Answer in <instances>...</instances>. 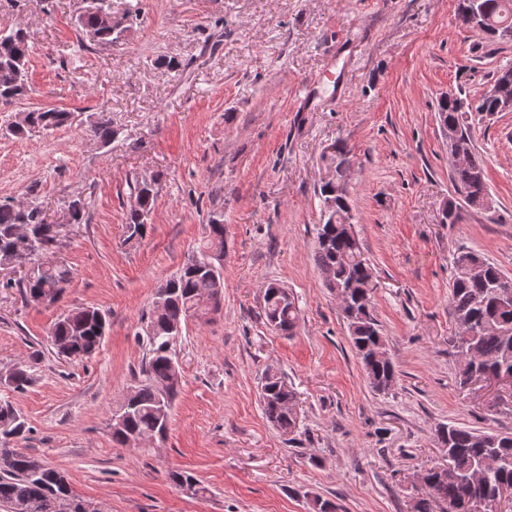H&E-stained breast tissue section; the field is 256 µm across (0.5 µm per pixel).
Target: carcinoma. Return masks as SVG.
Here are the masks:
<instances>
[{
  "instance_id": "carcinoma-1",
  "label": "carcinoma",
  "mask_w": 512,
  "mask_h": 512,
  "mask_svg": "<svg viewBox=\"0 0 512 512\" xmlns=\"http://www.w3.org/2000/svg\"><path fill=\"white\" fill-rule=\"evenodd\" d=\"M484 11L499 22L512 23V0H481ZM78 26L90 41L103 46L119 42L128 18L122 17L109 26L100 23L94 12L79 17ZM32 47L21 30L0 29V100L11 101L26 92L29 57ZM494 102L482 97L474 100L450 92L437 103L438 118L448 124L452 134L448 142L450 154L459 150L468 159L453 163L452 183L467 206L474 210L489 208L485 161L474 147L468 114H490ZM72 123L71 113L55 108H37L27 112V124L11 126L9 132L23 138L32 132L48 131ZM90 132L102 143L112 141V121L100 115L91 124ZM345 161L336 164V181H327L320 188L327 219L316 225L314 262L325 274V285L336 296L344 297L341 307L350 339L372 391L387 394L396 383V371L388 354L386 340L374 314L372 297L376 285L361 240L354 231L344 175ZM157 178L135 181L133 191L140 197L141 207L127 214L128 239L144 236L154 203ZM21 209L11 202L0 203V268L19 263L15 231L25 224L30 227V252L27 272L4 287L18 289L23 299L43 297L57 302L70 279L63 265L42 263L40 255L63 244L64 228L47 221L42 204L36 196ZM86 202L72 199L67 209L71 223L87 221ZM224 224L216 216L207 225V235L196 254L160 289L168 291L164 312L149 318L146 329L147 357L142 369L143 380L133 389L130 398L115 415L123 419V427L112 428V440L125 445L131 435L161 437L168 429L169 413L182 383V372L175 359L176 342L171 327H183L187 319L200 321L209 315L210 307L202 303L209 291L215 294L214 307L220 308L224 277ZM456 274L450 286L449 306L458 333L448 344L458 357L457 383L468 388L473 370L489 376L512 375V303L504 298L505 289L512 290V278L479 254L462 249L455 258ZM262 312L273 329L292 333L299 323V308L294 296L276 282L263 288ZM107 328L106 314L95 307H75L62 313L50 330L56 353L68 360H82L100 346ZM34 379L31 366L19 362L10 368V380L1 383L10 391H22ZM260 399L266 419L288 441L301 434L300 417L294 413L296 392L285 376L267 368L261 377ZM30 427L24 416L7 399H0V505L24 502V512H59L61 486L70 485L64 472L43 461L10 447L13 440L25 438ZM437 444L453 455L450 467L432 465L418 475L427 489L426 497L414 505V512H448V502L461 495L472 500H493L498 488L512 486V431H482L458 425L436 429Z\"/></svg>"
}]
</instances>
